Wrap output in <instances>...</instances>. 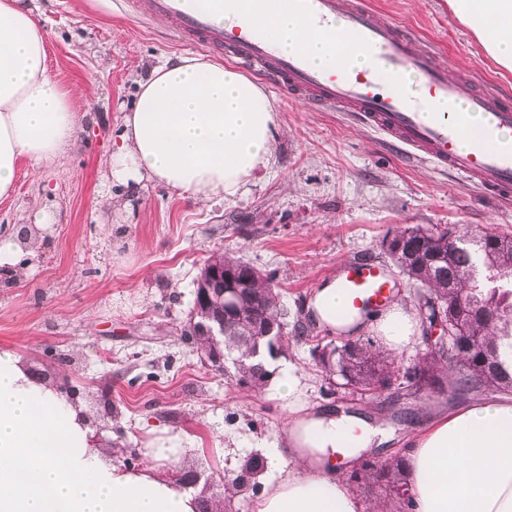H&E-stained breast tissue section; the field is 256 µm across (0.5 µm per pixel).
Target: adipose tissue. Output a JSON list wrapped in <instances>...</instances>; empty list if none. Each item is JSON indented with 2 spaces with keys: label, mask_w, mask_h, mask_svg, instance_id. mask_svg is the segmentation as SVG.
<instances>
[{
  "label": "adipose tissue",
  "mask_w": 512,
  "mask_h": 512,
  "mask_svg": "<svg viewBox=\"0 0 512 512\" xmlns=\"http://www.w3.org/2000/svg\"><path fill=\"white\" fill-rule=\"evenodd\" d=\"M485 51L512 71V0H450ZM278 44L307 50L320 65L338 49L302 20L259 14ZM47 34L27 0H0V201L21 163L55 167L75 146L71 95L46 63ZM122 117L109 165L134 190L153 181L207 202L232 197L269 163L276 140L261 87L204 55L161 59L139 82ZM346 415L296 404L269 462L253 512H361L336 475L337 459L374 444L377 429ZM187 436L160 434L143 463L115 462L86 404L38 379L17 354L0 350V512H197L198 499L160 473L186 451ZM415 512H512V399L441 412L410 443Z\"/></svg>",
  "instance_id": "obj_1"
}]
</instances>
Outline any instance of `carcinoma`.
<instances>
[{"label":"carcinoma","mask_w":512,"mask_h":512,"mask_svg":"<svg viewBox=\"0 0 512 512\" xmlns=\"http://www.w3.org/2000/svg\"><path fill=\"white\" fill-rule=\"evenodd\" d=\"M394 235L406 243L387 255L416 287V302L426 299L446 307L451 297L488 311L490 318L461 321L450 317L447 348L419 353L409 362L371 338L340 344L327 341L313 335V329L300 321L283 337L278 352H288L294 343L311 344V357L322 352L323 359L315 366L327 383L352 395H365L379 406L387 390L396 402L411 400L409 389L419 382L425 383L429 394L450 392L457 399L487 390L512 394V237L495 232L472 235L452 231L446 224L411 225L396 229ZM223 257L224 265L237 277L258 275L250 288L255 302L249 314L253 322L245 325L230 317L224 325V353L240 357L256 345L270 346L258 336L257 325L285 319L288 311L274 273H263L230 253ZM247 365L245 371L235 373L236 384L254 392L261 390L271 372L260 361L249 360ZM264 470L262 457L248 458L240 473L224 483L223 497L205 501L200 512H215L221 502L224 512H235L237 496L246 488L258 489L257 478ZM341 476L351 489L368 498L366 512H378L375 505L379 503L389 506L388 512H414L406 454L400 451L364 458L358 468Z\"/></svg>","instance_id":"cac0c4a2"}]
</instances>
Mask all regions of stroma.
<instances>
[{
	"label": "stroma",
	"instance_id": "stroma-1",
	"mask_svg": "<svg viewBox=\"0 0 512 512\" xmlns=\"http://www.w3.org/2000/svg\"><path fill=\"white\" fill-rule=\"evenodd\" d=\"M433 48L453 77L512 91L502 68L454 15L449 0H367ZM47 37V65L73 90L78 143L51 169L22 163L17 190L0 202V234L37 230L26 275L0 288V350L80 395L102 442L141 463L149 428L184 432L193 446L176 471L194 474L196 495L234 478L250 455L273 447L288 403L273 386L258 393L202 365L182 336L194 281L216 252L275 272L289 314L365 256L389 259L382 240L409 224H451L512 235V199H492L450 172L405 159L347 113L311 111L272 88L277 139L269 164L236 196L207 203L162 185L128 192L108 159L137 83L158 60L189 53L159 20L134 16L124 0H31ZM47 207L55 221L37 225ZM289 362L305 378L302 398L325 410L324 382L307 345ZM385 429L387 456L406 447L410 426L355 402ZM236 449L231 464L217 455Z\"/></svg>",
	"mask_w": 512,
	"mask_h": 512
}]
</instances>
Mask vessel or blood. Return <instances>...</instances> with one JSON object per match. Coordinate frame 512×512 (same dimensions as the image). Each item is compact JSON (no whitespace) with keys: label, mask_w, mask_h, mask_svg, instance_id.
<instances>
[{"label":"vessel or blood","mask_w":512,"mask_h":512,"mask_svg":"<svg viewBox=\"0 0 512 512\" xmlns=\"http://www.w3.org/2000/svg\"><path fill=\"white\" fill-rule=\"evenodd\" d=\"M142 19L166 22L182 41L235 60L280 93L306 106L341 110L415 160L474 180L492 195L512 193V96L472 89L449 76L413 32L363 0H132ZM235 15L232 27L216 14ZM287 14L314 25L328 44L362 54L316 66L303 50L283 52L260 26L259 13ZM336 285L351 311L383 310L391 280L379 264L343 267Z\"/></svg>","instance_id":"obj_1"}]
</instances>
